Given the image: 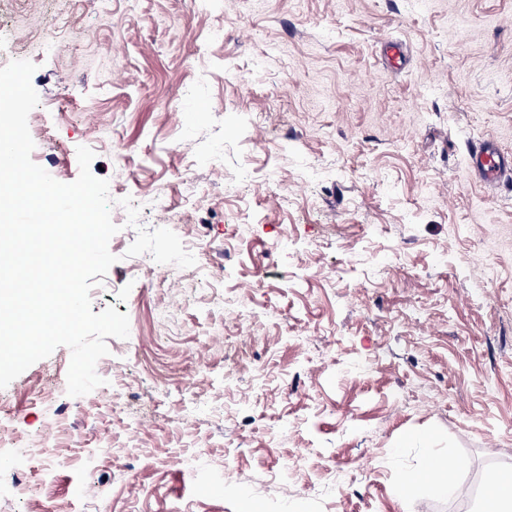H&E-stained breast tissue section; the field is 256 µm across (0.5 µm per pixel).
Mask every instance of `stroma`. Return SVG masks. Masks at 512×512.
I'll return each mask as SVG.
<instances>
[{
    "label": "stroma",
    "mask_w": 512,
    "mask_h": 512,
    "mask_svg": "<svg viewBox=\"0 0 512 512\" xmlns=\"http://www.w3.org/2000/svg\"><path fill=\"white\" fill-rule=\"evenodd\" d=\"M0 21V67L37 66L32 161L70 183L91 148L112 220L131 198L196 258L111 238L92 310L130 334L86 395L58 388L64 346L0 390V512H70L77 484L96 512H478L512 471V183L469 147L512 161V0H0ZM45 439L48 479L13 501ZM434 459L467 460L468 498H403ZM474 158L478 174L487 181L497 178L506 169L500 156L487 145L476 149Z\"/></svg>",
    "instance_id": "stroma-1"
}]
</instances>
